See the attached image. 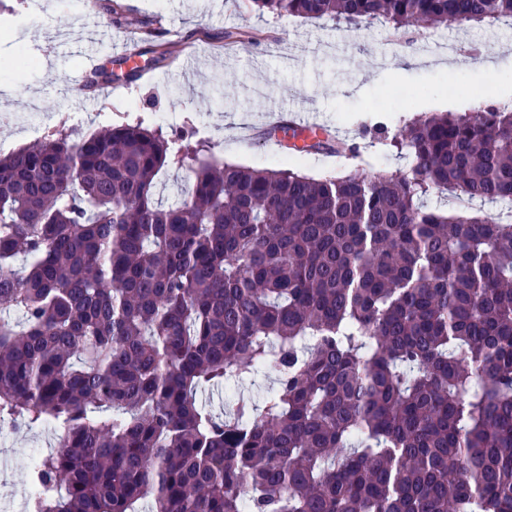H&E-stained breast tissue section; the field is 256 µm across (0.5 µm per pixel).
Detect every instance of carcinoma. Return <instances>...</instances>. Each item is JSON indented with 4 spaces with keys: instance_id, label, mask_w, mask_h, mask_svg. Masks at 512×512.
I'll return each mask as SVG.
<instances>
[{
    "instance_id": "obj_1",
    "label": "carcinoma",
    "mask_w": 512,
    "mask_h": 512,
    "mask_svg": "<svg viewBox=\"0 0 512 512\" xmlns=\"http://www.w3.org/2000/svg\"><path fill=\"white\" fill-rule=\"evenodd\" d=\"M396 31L512 0H249ZM144 64H169L153 24ZM140 125L0 157V420L62 427L27 512H512V102L432 113L408 170L249 169ZM187 169L159 203V175ZM456 195V208L429 206ZM264 375L215 413L206 388Z\"/></svg>"
}]
</instances>
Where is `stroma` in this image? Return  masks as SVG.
Returning <instances> with one entry per match:
<instances>
[{
  "label": "stroma",
  "instance_id": "1",
  "mask_svg": "<svg viewBox=\"0 0 512 512\" xmlns=\"http://www.w3.org/2000/svg\"><path fill=\"white\" fill-rule=\"evenodd\" d=\"M123 24L97 12L87 26L75 18L84 0H9L0 13V90L9 118L0 122V155L37 141L55 128L81 138L121 124L179 133V148H201L216 158L251 168H291L318 178L351 169L363 173L404 168L378 126L397 135L404 120L431 112H471L474 95L484 101H512V69L501 63L512 50V26L484 22L458 28H409L412 47L375 25L347 31L335 20H304L259 13L247 0H122ZM152 20L171 53L168 67L133 84L113 85L104 96L80 95L75 79L84 53L96 50L116 76L133 65L122 57L130 32ZM259 34L254 44H231L226 29ZM111 46L98 42L100 30ZM455 39L479 47L475 59H459L448 71L427 65L442 57L441 43ZM460 88L449 94L450 76ZM307 99L325 129L352 139L356 157L336 159L289 147L249 141L253 128L268 123L274 102ZM59 435L0 423V512H25L34 457L49 453Z\"/></svg>",
  "mask_w": 512,
  "mask_h": 512
}]
</instances>
